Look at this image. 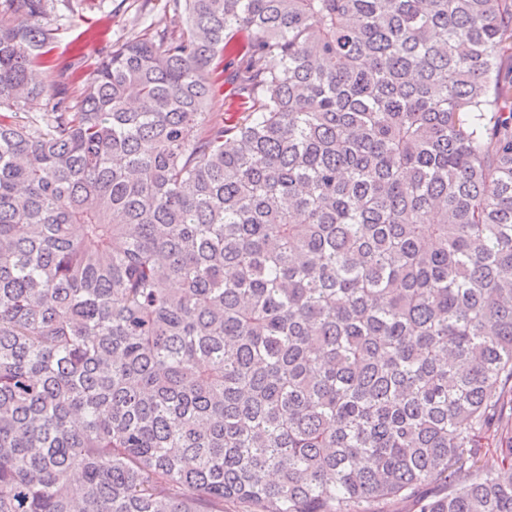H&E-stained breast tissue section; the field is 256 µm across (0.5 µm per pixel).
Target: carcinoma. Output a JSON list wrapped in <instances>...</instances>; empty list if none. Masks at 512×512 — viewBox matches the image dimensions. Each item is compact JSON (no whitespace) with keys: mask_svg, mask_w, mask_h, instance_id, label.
Wrapping results in <instances>:
<instances>
[{"mask_svg":"<svg viewBox=\"0 0 512 512\" xmlns=\"http://www.w3.org/2000/svg\"><path fill=\"white\" fill-rule=\"evenodd\" d=\"M59 4L0 0V512H512V0H168L72 112ZM231 71L232 69H229L228 71L224 72V97L221 98L223 99V106H216L209 111L223 112L224 119L228 118L230 115L236 112H241L244 107L243 100L234 92V88L230 83V80H227Z\"/></svg>","mask_w":512,"mask_h":512,"instance_id":"obj_1","label":"carcinoma"}]
</instances>
